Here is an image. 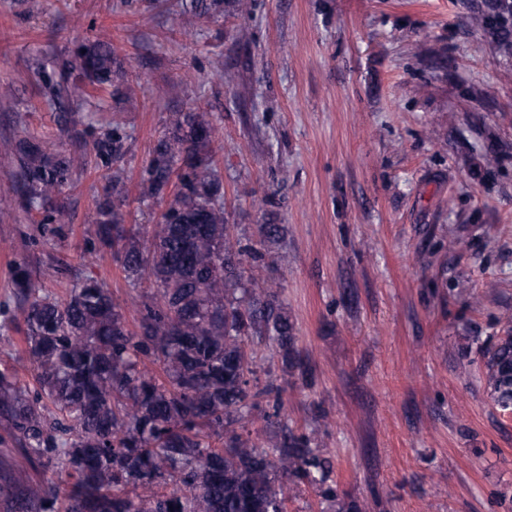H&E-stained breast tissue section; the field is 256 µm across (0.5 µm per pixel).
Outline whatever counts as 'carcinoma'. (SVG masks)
<instances>
[{
    "label": "carcinoma",
    "instance_id": "1",
    "mask_svg": "<svg viewBox=\"0 0 512 512\" xmlns=\"http://www.w3.org/2000/svg\"><path fill=\"white\" fill-rule=\"evenodd\" d=\"M470 24L495 52L512 59V11L501 0H467ZM181 14L210 19L224 0H182ZM125 60L110 40L80 42L51 66L36 68L43 100L60 126L80 106L108 108L127 97ZM215 128L206 112L175 109L139 180V197L163 209L141 238L125 223L120 162L127 135L117 123L94 134L87 154L15 136L0 144L18 162L15 196L0 198V217L17 209L51 218L73 171L93 159L103 180L93 223L132 286L149 284L138 330L129 329L112 291L87 276L58 299L19 266L12 299L24 325V348L0 371V512H286L287 483L324 485L333 461L318 434L298 435L281 419L284 388L259 385L257 361L270 351L283 382L315 385L298 347L273 266L287 229L255 225L245 246L224 217L215 161ZM480 349L489 399L512 414V314ZM31 375L35 387L20 381ZM266 440L245 421L259 403Z\"/></svg>",
    "mask_w": 512,
    "mask_h": 512
}]
</instances>
